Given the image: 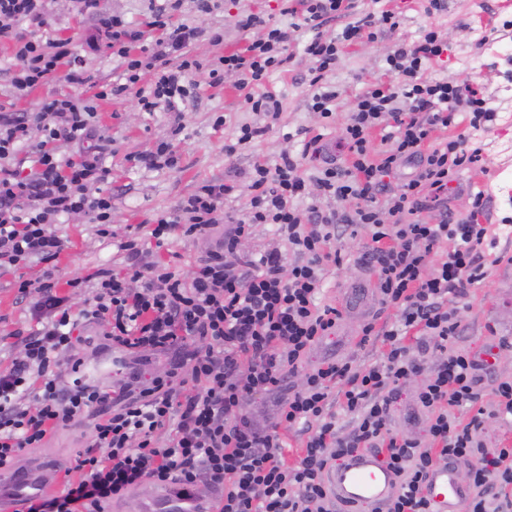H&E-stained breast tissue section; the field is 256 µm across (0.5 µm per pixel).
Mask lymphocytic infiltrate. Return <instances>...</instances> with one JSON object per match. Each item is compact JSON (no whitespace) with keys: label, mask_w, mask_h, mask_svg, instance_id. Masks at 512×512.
<instances>
[{"label":"lymphocytic infiltrate","mask_w":512,"mask_h":512,"mask_svg":"<svg viewBox=\"0 0 512 512\" xmlns=\"http://www.w3.org/2000/svg\"><path fill=\"white\" fill-rule=\"evenodd\" d=\"M46 0H0V44L14 47L13 88L29 93L49 80L84 84L81 58L65 39L33 41L18 31L26 20L47 23ZM82 10L98 17L90 49L107 45L125 66V80L99 98H134L141 111L176 110L188 89L182 80L200 69L187 48L196 28L176 24L167 5H159L143 27L133 28L114 15L99 13L100 0H81ZM353 0H290L284 14L302 18L316 34L307 45L315 67L312 111L330 118L336 93L321 90L342 48L364 30L397 28L400 19L386 11L349 23L341 35H325L326 22L348 15ZM241 30L262 28L238 51L221 57L211 69L213 85L234 74L252 111L277 120L282 103L263 85L268 75L286 67V30L266 25L251 13ZM154 39L150 58L136 56L144 36ZM438 31L399 48L388 59L393 79L370 85L357 99L344 129L340 149L346 164L327 163L315 180L320 194L352 199L343 212L313 206L300 210L293 201L307 192L299 165L290 156L280 164L253 166L252 197L241 217L224 203L236 191L233 182L207 184L189 196L177 213L161 214L146 233L127 235L121 269H101L69 280L72 289L91 288L83 307L58 292L52 273L17 282L36 326L19 334L21 354L0 371V473H13L28 448H39L59 429L91 418L90 442L75 460L77 481L59 495L28 500L25 512H106L112 500L154 481L180 487L202 498L218 492L215 512H335L325 485L326 472L359 449L382 454L401 479L387 512H432L425 494L428 471L440 463L471 461L466 512H512V448H490L477 437L485 408L479 386L492 364L449 349L460 334L454 298L481 280L482 246L488 227L452 222L432 224L421 214L430 205L447 206L457 174L475 163L479 150L460 141L425 150L431 131L448 127L457 109L471 112L480 128L494 113L471 87L427 80L422 70L440 56ZM164 66L151 91L138 88L139 72ZM408 108H401V101ZM96 108L73 95L45 102L36 112L0 110V268L57 260L66 242L55 229L62 217L84 213L101 237L111 234L112 196L102 189L109 171L102 162V135L93 118ZM392 123L393 147L372 152L370 132ZM79 142L76 155L57 152L59 142ZM30 154V168L17 156ZM412 164L415 174L398 189L386 177ZM229 231L217 248L199 259L189 276L157 258L154 247L170 238H198L218 224ZM263 224L275 226L287 250L272 247L260 254L241 251L243 238ZM368 227L371 243L363 255L377 277L384 306L396 309V324L362 328L361 344L381 341L380 364L358 369L351 362L325 357L312 368L303 362L325 337L335 334L342 314L319 308L324 267L339 260L334 242L355 225ZM445 255H437L439 246ZM294 263H287L286 253ZM98 325L107 347L116 348L136 369L129 379L106 386L86 380L84 358L74 353L84 337L79 327ZM421 333L440 358L432 364L415 356L404 342ZM165 357L164 374L143 375L144 352ZM299 386H286L291 376ZM422 383L415 394L426 412L424 433L409 437L388 430L400 388L413 377ZM339 385L341 404L332 401ZM267 395L277 422L266 425L247 411L249 401ZM475 408L468 423L456 409ZM351 416L354 427L341 434L337 410ZM301 426L302 454L290 466L283 455L280 427ZM167 440H159L160 431Z\"/></svg>","instance_id":"1"}]
</instances>
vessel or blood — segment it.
Returning a JSON list of instances; mask_svg holds the SVG:
<instances>
[{
    "label": "vessel or blood",
    "mask_w": 512,
    "mask_h": 512,
    "mask_svg": "<svg viewBox=\"0 0 512 512\" xmlns=\"http://www.w3.org/2000/svg\"><path fill=\"white\" fill-rule=\"evenodd\" d=\"M339 500L348 506L384 508L400 488L399 477L373 453L361 454L336 470L330 478ZM43 468L22 463L7 483H0V512H15L14 506L30 497L48 493ZM426 493L433 512H461L467 489L454 466L440 465L429 471ZM139 512H201L195 498L171 489L142 487L136 493Z\"/></svg>",
    "instance_id": "1"
}]
</instances>
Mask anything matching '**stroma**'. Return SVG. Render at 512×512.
I'll return each instance as SVG.
<instances>
[{"label":"stroma","mask_w":512,"mask_h":512,"mask_svg":"<svg viewBox=\"0 0 512 512\" xmlns=\"http://www.w3.org/2000/svg\"><path fill=\"white\" fill-rule=\"evenodd\" d=\"M355 2V15L391 10L399 13L400 25L378 39L365 37L343 48L335 70L325 77L326 87L337 93L333 114L325 119L308 107L315 92L309 83L314 61L305 47L314 32L305 25L293 27L291 16L280 12L281 0H213L214 8L208 14L198 11L196 0H181L173 19L197 28L198 35L188 51L202 63L190 77V95L176 114L162 108L143 112L130 99L96 101V119L106 138L103 164L110 170L113 234L99 237L90 217L70 216L57 227L67 246L50 269L63 283L100 268L121 267L125 254L119 244L128 225L143 224L157 214L175 211L209 182H236L237 195L227 200L224 208L240 215L250 198L249 174L254 161L273 166L286 154L299 161L305 178L314 177L320 162L303 157L306 136L319 134L326 140L340 141L356 96L370 84L390 81L387 57L399 47L412 45L426 28L433 27L442 36L444 51L424 70V78L472 84L496 111L494 120L478 130L470 126L469 113H456L453 123L435 130L430 139L434 146L458 140L464 148L482 150L477 165L459 172V187L448 203L449 213L458 221L470 215L473 194H484L487 207L478 221L490 227V242L484 247V278L454 302L461 332L451 348L480 355L486 347H496L495 373L485 377L480 399L481 405L488 407L496 400L493 390L497 384L512 382V52L501 49L503 43L512 44V6L500 7V0H444L443 10L430 14L425 10L427 0ZM47 11L46 26L23 21L19 30L32 39L70 40L73 51L83 60L86 75L97 87L121 80L124 67L119 56L106 48L86 52L84 40L94 21L78 12L75 0H47ZM248 12L264 15L290 34L291 61L285 70L271 73L265 83L266 90L282 102L279 120L269 126L250 110L243 91L235 88L233 76H226L220 86L210 84L211 65L225 52L244 44L245 34L237 21ZM12 63V47L0 45V104L13 106L16 111L35 112L53 97L82 92L79 86L53 82L16 97L11 86ZM176 125L181 128L177 134L172 131ZM245 125H261L265 131L241 145L237 139ZM167 139L177 158L174 166L149 169L136 164L139 153ZM228 144L236 145L235 154L225 155ZM227 230L223 223L195 241L173 239L160 254L163 259L173 260L178 272H188L191 264L222 242ZM368 243L369 230L360 225L336 243L341 262L326 267L318 303L342 309L344 319L335 335L312 352L311 361L333 356L365 369L383 360L381 343H359L366 321L381 327L392 324L396 315L395 310L381 306L374 291L376 277L362 260ZM45 269V264L33 263L0 272V369L10 366L20 354L15 331L33 326L27 307L16 300L14 283L21 277H41ZM89 426L85 420L61 429L44 447L25 451V458L43 462L44 478L54 491H61L67 479H78L72 466L87 444Z\"/></svg>","instance_id":"1"}]
</instances>
